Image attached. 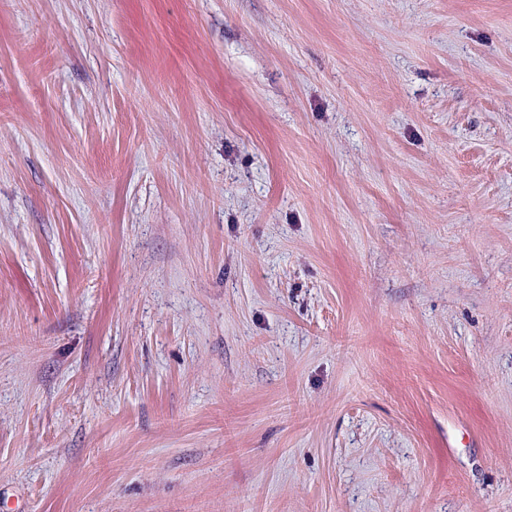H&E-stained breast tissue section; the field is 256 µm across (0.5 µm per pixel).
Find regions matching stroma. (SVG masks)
<instances>
[{
    "label": "stroma",
    "mask_w": 512,
    "mask_h": 512,
    "mask_svg": "<svg viewBox=\"0 0 512 512\" xmlns=\"http://www.w3.org/2000/svg\"><path fill=\"white\" fill-rule=\"evenodd\" d=\"M0 512H512V0H0Z\"/></svg>",
    "instance_id": "obj_1"
}]
</instances>
